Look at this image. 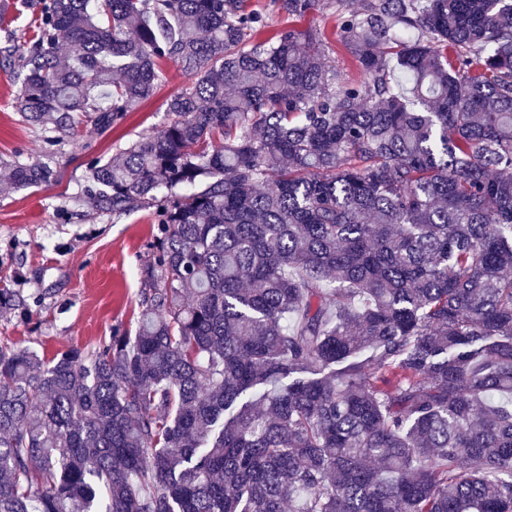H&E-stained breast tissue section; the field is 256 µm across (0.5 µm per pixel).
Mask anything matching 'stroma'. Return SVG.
Segmentation results:
<instances>
[{"mask_svg": "<svg viewBox=\"0 0 512 512\" xmlns=\"http://www.w3.org/2000/svg\"><path fill=\"white\" fill-rule=\"evenodd\" d=\"M269 18L271 30L288 26L322 33L337 72L357 81L361 72L338 40L336 23L314 10L288 19L273 0H248ZM165 80L111 132L81 127L49 157L41 132L14 109L11 70L0 64V160L51 161L55 182L16 192L0 169V288L22 295L27 312L0 313V346H18L50 358L71 348L108 342L113 330H134L145 283L141 267L152 256L156 226L149 209L133 204L123 215L86 202L87 167L140 136L161 129L167 101L190 81L179 64L167 62Z\"/></svg>", "mask_w": 512, "mask_h": 512, "instance_id": "1", "label": "stroma"}]
</instances>
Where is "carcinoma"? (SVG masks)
Listing matches in <instances>:
<instances>
[{
  "label": "carcinoma",
  "mask_w": 512,
  "mask_h": 512,
  "mask_svg": "<svg viewBox=\"0 0 512 512\" xmlns=\"http://www.w3.org/2000/svg\"><path fill=\"white\" fill-rule=\"evenodd\" d=\"M23 4L51 147L191 83L88 164L157 224L135 335L0 346V512H512V0H278L359 82L245 0ZM251 8L262 11L269 18L270 33L281 28L293 26L298 30H313L322 33L325 38V44L329 45L334 53L331 55L336 71L346 80L360 81L361 72L356 66L350 54L338 40L335 30L336 22L333 18L326 15L321 10H314L302 18L289 20L284 14L277 11L274 6V0H247Z\"/></svg>",
  "instance_id": "carcinoma-1"
}]
</instances>
